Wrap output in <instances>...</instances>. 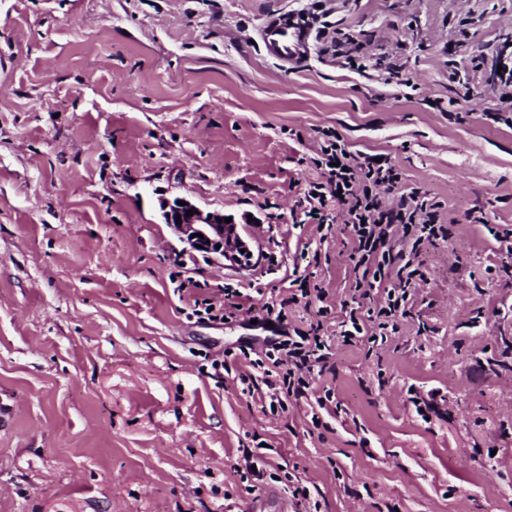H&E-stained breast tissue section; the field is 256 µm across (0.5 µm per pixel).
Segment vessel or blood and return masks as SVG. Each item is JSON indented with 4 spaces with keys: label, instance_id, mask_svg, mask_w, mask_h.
I'll list each match as a JSON object with an SVG mask.
<instances>
[{
    "label": "vessel or blood",
    "instance_id": "b4317fda",
    "mask_svg": "<svg viewBox=\"0 0 512 512\" xmlns=\"http://www.w3.org/2000/svg\"><path fill=\"white\" fill-rule=\"evenodd\" d=\"M311 26L297 13L282 12L266 18L259 28V39L265 54L281 63L295 66L309 54Z\"/></svg>",
    "mask_w": 512,
    "mask_h": 512
}]
</instances>
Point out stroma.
<instances>
[{
  "label": "stroma",
  "instance_id": "1",
  "mask_svg": "<svg viewBox=\"0 0 512 512\" xmlns=\"http://www.w3.org/2000/svg\"><path fill=\"white\" fill-rule=\"evenodd\" d=\"M287 10L316 38L285 71L256 29ZM508 38L512 0H0V512H512V123L469 65ZM324 130L442 204L447 238L394 232L422 275L381 341L340 335L345 210L305 215ZM178 196L244 221L252 263L181 243ZM277 304L331 356L274 408L252 362Z\"/></svg>",
  "mask_w": 512,
  "mask_h": 512
}]
</instances>
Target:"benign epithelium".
I'll use <instances>...</instances> for the list:
<instances>
[{
    "mask_svg": "<svg viewBox=\"0 0 512 512\" xmlns=\"http://www.w3.org/2000/svg\"><path fill=\"white\" fill-rule=\"evenodd\" d=\"M186 202L181 206L178 201ZM159 208L163 223L169 225L179 240L194 251L208 254L217 260L241 264L252 258L250 244L241 236L238 223L223 222L226 215L205 212L187 198L162 199ZM194 214L189 216L187 211ZM181 221H176V218Z\"/></svg>",
    "mask_w": 512,
    "mask_h": 512,
    "instance_id": "benign-epithelium-1",
    "label": "benign epithelium"
}]
</instances>
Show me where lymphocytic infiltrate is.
<instances>
[{
    "mask_svg": "<svg viewBox=\"0 0 512 512\" xmlns=\"http://www.w3.org/2000/svg\"><path fill=\"white\" fill-rule=\"evenodd\" d=\"M489 62L501 68L497 76L502 98L500 109L512 112V43L505 41L494 45L488 53L477 54L471 59L472 68L476 71ZM314 164L321 171V179L310 184L304 193L307 217L325 222L324 212L332 201L346 208L351 233L357 244L355 267L361 272L358 283L372 289H385L386 300L377 314L384 318L395 316L404 307L407 297L405 293L385 285L394 264L392 250L387 245L389 228L394 224L412 226L420 241L445 236V229L438 223V203L421 195L419 189L414 187L400 195L396 208L382 209L380 190L397 189L402 183L401 172L386 160L378 162L370 157L363 163H356L340 135L333 131L324 132L320 154ZM276 320L281 327L279 338L272 348L286 354L288 367L279 374L268 368L264 374L277 376L278 386L270 399L281 404L289 398L304 395L309 387L305 375L314 368L325 366L329 345L320 336L318 328H311L307 332L291 330L283 325L284 315H277Z\"/></svg>",
    "mask_w": 512,
    "mask_h": 512,
    "instance_id": "obj_1",
    "label": "lymphocytic infiltrate"
}]
</instances>
